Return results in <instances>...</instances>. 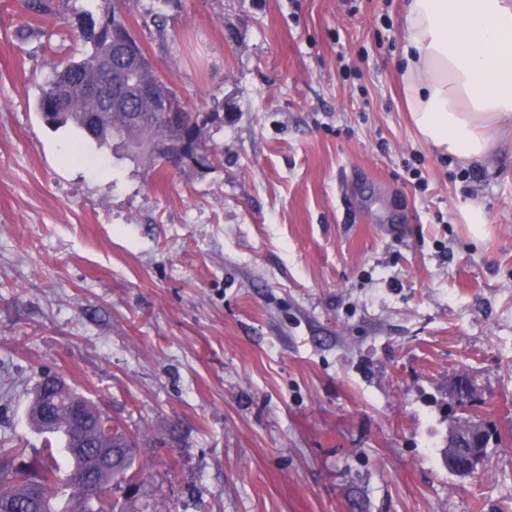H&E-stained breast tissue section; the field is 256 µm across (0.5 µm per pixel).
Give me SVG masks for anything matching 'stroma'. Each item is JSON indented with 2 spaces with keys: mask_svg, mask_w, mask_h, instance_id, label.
<instances>
[{
  "mask_svg": "<svg viewBox=\"0 0 512 512\" xmlns=\"http://www.w3.org/2000/svg\"><path fill=\"white\" fill-rule=\"evenodd\" d=\"M403 3L124 0L183 103L224 106L220 161L166 173L36 111L112 0L34 34L0 0L1 449L40 456L51 373L138 437L155 512H512V448L443 461L458 377L512 438V128L470 167L419 140Z\"/></svg>",
  "mask_w": 512,
  "mask_h": 512,
  "instance_id": "1",
  "label": "stroma"
}]
</instances>
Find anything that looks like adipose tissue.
<instances>
[{"mask_svg": "<svg viewBox=\"0 0 512 512\" xmlns=\"http://www.w3.org/2000/svg\"><path fill=\"white\" fill-rule=\"evenodd\" d=\"M400 79L419 139L466 165L512 127V0H405Z\"/></svg>", "mask_w": 512, "mask_h": 512, "instance_id": "ef3b65f1", "label": "adipose tissue"}]
</instances>
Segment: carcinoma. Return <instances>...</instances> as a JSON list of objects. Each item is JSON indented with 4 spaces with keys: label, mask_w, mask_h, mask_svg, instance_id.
<instances>
[{
    "label": "carcinoma",
    "mask_w": 512,
    "mask_h": 512,
    "mask_svg": "<svg viewBox=\"0 0 512 512\" xmlns=\"http://www.w3.org/2000/svg\"><path fill=\"white\" fill-rule=\"evenodd\" d=\"M82 14L88 19V25L73 28V35L83 44V49L45 81L36 103L42 122L53 128L70 127L98 149L112 152L118 160L147 157L164 166L168 158L159 147L165 142L186 146L195 157L219 158L217 147L204 135L213 113H205L203 122L193 128L187 125L181 116L180 101L169 82L160 75L145 48L128 29L122 14L114 10L98 20L88 9L82 10ZM115 29L126 31L129 48L141 61L135 79L144 86L151 102L140 101L139 95L131 90L126 92L121 88L119 93L132 95V102L147 110L143 121L135 122L125 112L103 111L98 100L86 92V88L100 84V79L107 77L103 62L111 52ZM68 396L83 401L95 419L93 427L82 433V448H76L70 431L57 428L51 435L61 440L62 449L49 442L38 460L25 461L22 448L0 451V512H73V498L63 496L64 487L73 486L75 475L93 465L97 431L113 429V440L127 439L128 433L119 426L113 427L112 418L96 411L84 394L71 387ZM44 403L45 397L34 396L28 407L30 420L41 430L45 426ZM60 451L68 462L65 470L57 463L56 455ZM139 451L137 443H131L121 449L120 460L112 465V472L98 475L104 491L122 488L118 475L135 470ZM90 512H126V507L119 499L111 500L105 495Z\"/></svg>",
    "instance_id": "cac0c4a2"
}]
</instances>
